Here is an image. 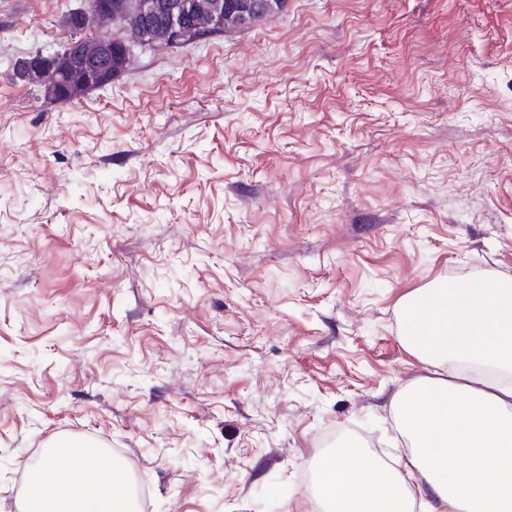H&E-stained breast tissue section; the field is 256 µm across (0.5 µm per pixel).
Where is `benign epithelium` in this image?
I'll list each match as a JSON object with an SVG mask.
<instances>
[{"instance_id": "7a95c632", "label": "benign epithelium", "mask_w": 512, "mask_h": 512, "mask_svg": "<svg viewBox=\"0 0 512 512\" xmlns=\"http://www.w3.org/2000/svg\"><path fill=\"white\" fill-rule=\"evenodd\" d=\"M286 6V0H132V11L140 24L149 31L155 16H165L163 39L168 46L187 43L188 30L196 25L200 34H209L223 29L224 16L237 19L246 27L259 11L278 13ZM85 53L93 66L76 75L60 66L59 52H39L21 61L24 77L33 81H52L59 89L54 96L58 101L74 102L89 91L112 84L119 71L112 68V57L130 59L133 49L146 47L148 43L138 39L122 42H102L95 37L83 39Z\"/></svg>"}]
</instances>
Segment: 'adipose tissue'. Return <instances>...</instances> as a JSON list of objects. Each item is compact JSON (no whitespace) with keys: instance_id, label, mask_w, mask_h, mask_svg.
I'll use <instances>...</instances> for the list:
<instances>
[{"instance_id":"adipose-tissue-1","label":"adipose tissue","mask_w":512,"mask_h":512,"mask_svg":"<svg viewBox=\"0 0 512 512\" xmlns=\"http://www.w3.org/2000/svg\"><path fill=\"white\" fill-rule=\"evenodd\" d=\"M401 342L429 374L390 399L409 441L390 470L358 444L322 456L323 512H512V282L489 272L403 303ZM73 474L56 475L58 461ZM126 471L81 439L53 442L24 512H134Z\"/></svg>"}]
</instances>
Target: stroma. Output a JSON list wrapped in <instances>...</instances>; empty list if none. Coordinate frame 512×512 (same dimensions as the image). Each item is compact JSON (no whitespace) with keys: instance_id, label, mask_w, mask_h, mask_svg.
<instances>
[{"instance_id":"1","label":"stroma","mask_w":512,"mask_h":512,"mask_svg":"<svg viewBox=\"0 0 512 512\" xmlns=\"http://www.w3.org/2000/svg\"><path fill=\"white\" fill-rule=\"evenodd\" d=\"M84 0H0V512L77 436L138 512H311L399 463L407 295L512 278V0H288L44 99Z\"/></svg>"}]
</instances>
